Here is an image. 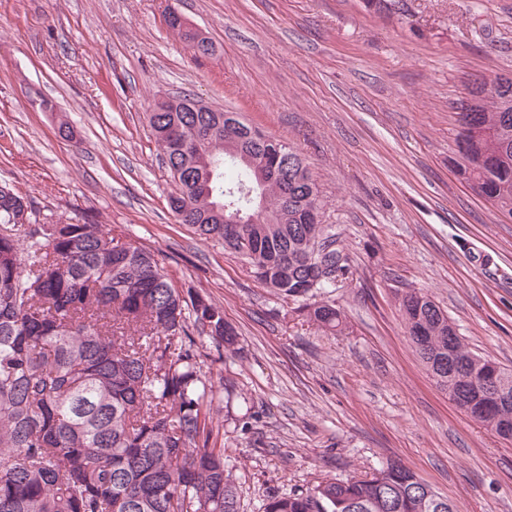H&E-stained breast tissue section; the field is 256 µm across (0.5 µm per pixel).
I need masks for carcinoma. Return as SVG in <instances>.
<instances>
[{"label": "carcinoma", "mask_w": 512, "mask_h": 512, "mask_svg": "<svg viewBox=\"0 0 512 512\" xmlns=\"http://www.w3.org/2000/svg\"><path fill=\"white\" fill-rule=\"evenodd\" d=\"M168 28L196 41L180 14ZM460 113L455 173L485 201L512 214V78L472 90ZM174 96L148 120L175 174L171 210L205 238L244 257L256 280L284 297L307 295L318 264L343 271L332 228L310 217L319 191L288 151V205L280 182L258 188L256 219L224 228L216 204L256 181L230 158L227 112H190ZM237 168L224 180V165ZM216 166L213 180L207 167ZM31 202L0 187V512H239L238 492L212 446L213 386L202 376L205 336L237 341L223 309L175 288L155 255L86 216L31 223ZM29 242L26 255L17 247ZM407 333L437 384L467 414L512 439V399L477 386L491 362L468 350L439 306L413 291L401 298ZM320 328L340 331L336 305L306 307ZM264 512H456L402 464L346 481L326 480Z\"/></svg>", "instance_id": "carcinoma-1"}]
</instances>
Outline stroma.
<instances>
[{"label":"stroma","instance_id":"stroma-1","mask_svg":"<svg viewBox=\"0 0 512 512\" xmlns=\"http://www.w3.org/2000/svg\"><path fill=\"white\" fill-rule=\"evenodd\" d=\"M170 10L211 54L168 30ZM498 76L512 77V0H0V186L36 224L94 216L223 309L238 343H205L202 374L239 512L390 460L458 512H512V441L437 384L398 302L428 294L512 370V216L452 165L459 100ZM183 93L304 158L348 256L325 294L343 331L176 219L147 114Z\"/></svg>","mask_w":512,"mask_h":512}]
</instances>
